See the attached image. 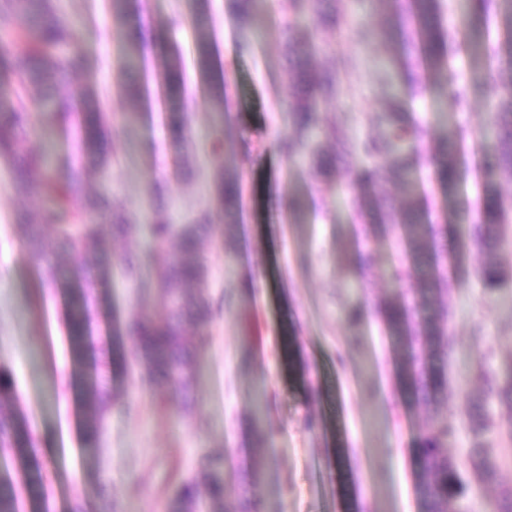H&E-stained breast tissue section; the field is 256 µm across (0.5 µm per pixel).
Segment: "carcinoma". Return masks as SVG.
Returning <instances> with one entry per match:
<instances>
[{
  "label": "carcinoma",
  "mask_w": 512,
  "mask_h": 512,
  "mask_svg": "<svg viewBox=\"0 0 512 512\" xmlns=\"http://www.w3.org/2000/svg\"><path fill=\"white\" fill-rule=\"evenodd\" d=\"M394 10L401 27L408 36L404 48L414 52L421 66L429 72L448 68L447 45L449 33L441 22L440 0H379ZM263 0H225L228 12L240 28L251 30L262 24ZM467 13L480 19L493 12L499 15L508 30H512V0H465ZM20 17L23 20L22 37L26 46L15 52H0V155L11 166L12 189L20 196L35 192L43 201L33 215H24L16 224L28 253L39 264L46 285L52 286L60 279L63 269L48 250L44 230L50 228L55 237V250L73 256L66 267L65 277L79 288L81 296L72 309L71 331L78 341H90V328L97 308L98 290L107 286L112 268L107 263L106 250L100 229L110 222L114 238H126L137 225L122 214L114 212L112 202L103 193L86 194L90 173L82 165L71 166L64 175L54 166L50 152L45 149L22 147L32 124V113L26 111L25 100L34 102L42 112L64 114L67 102L60 97L59 88L69 86L83 105L79 117V144L82 155L94 157L98 165L107 164L108 137L119 140V135L106 133L107 123L97 96L79 84L82 54L81 37L67 29L51 16L49 0H0V19ZM317 48L305 45V61L293 65L296 92L290 103L292 130L288 140V153L293 154L313 138H322L334 144L333 156L314 154L317 166L328 171L341 161L353 173L357 188L365 191L378 182L377 164H362L356 159L361 151L387 164V169L400 183L406 194L413 192L410 174L416 163L411 145L418 141L422 130L408 123L400 111L396 97H391L387 107L375 114L374 123L380 130L377 139L369 145L357 146L345 138L320 112V103L329 97L338 98L339 81L336 68H312L308 64ZM182 62L172 57L163 72L162 84L170 94H177L181 87ZM472 79L486 86L498 97L499 122L492 132L495 141L490 165L512 173V94H498L496 82L477 65ZM120 90L125 97L128 111H140L141 89L138 80L127 75ZM462 92L453 78L441 86L438 108L446 116L458 110ZM462 132L448 128L440 142L438 160L434 168L436 181L448 190V204H453V190L460 179V169L455 159ZM218 201L229 213L235 211L240 198L239 185L219 180L216 184ZM509 217L498 191L486 185L480 203L479 223L472 225L477 242L490 249L497 245ZM401 235L410 243L419 244L433 237L434 229L421 222L418 211L410 206L399 220ZM213 225L205 214L194 224H184L174 229L169 220L153 219L147 224L149 241L138 254L125 255L117 260L126 275L137 278L142 271L155 266L163 268L156 287L166 303L168 318L155 323L146 311L140 319L126 328L127 337L135 340L136 354L143 365L142 382L148 386L169 384L178 388L183 402H189L192 357L197 348L209 343L208 328L214 318V309L204 288L208 268L201 258L212 238ZM444 275L439 256L420 270L418 288L422 304L430 302V295ZM484 286L499 288L507 281L498 267L488 262L481 270ZM390 335L403 340L411 350V357L402 376L403 385L417 394L426 404L436 402L448 388V359L443 352L441 323L448 317V310L438 313L439 320L415 322L402 304H387L381 309ZM199 328L198 344L185 337V325ZM124 370V350L121 341L112 348V373L97 372L93 376L89 417L86 433L94 436L98 426L112 405L121 399L122 392L117 378ZM482 397L466 409V425L471 435L469 446L456 456L448 455V443L457 434V427L448 423V414L434 412L430 429L418 440L415 453L425 474L419 494L425 512H442V506L459 504L458 512H466L461 505L469 497L466 474L471 473L482 485L498 482L504 455L501 449L490 445L487 435L495 425L496 412L506 407L512 411V365L500 371L483 374ZM34 445L25 419L13 407L10 389L0 385V448L8 452L19 469L26 468ZM210 512H237L228 499L224 483L217 479L192 480L185 483L168 507V512H202V504ZM16 487L13 482H0V512H15ZM485 512H512V486L500 488L496 497L485 503Z\"/></svg>",
  "instance_id": "1"
}]
</instances>
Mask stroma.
Segmentation results:
<instances>
[{"mask_svg":"<svg viewBox=\"0 0 512 512\" xmlns=\"http://www.w3.org/2000/svg\"><path fill=\"white\" fill-rule=\"evenodd\" d=\"M460 0H441L443 26L451 38L448 59L465 101L456 114L463 140L461 179L453 196L434 177L443 118L436 110L439 76L405 67L402 33L388 40L357 41L351 30L393 25L375 0H332L341 26L310 22L305 40L320 51L314 66L333 63L341 78L338 99L322 106L356 143L377 137L373 113L386 103L405 74L420 77L422 90L402 99L404 112L427 132L418 145L419 187L413 196L383 178L371 202L356 212L360 194L346 167L331 174L313 164L309 151L288 156L281 148L290 130L292 79L288 73V0H266L263 36L241 30L224 0H126L128 25L154 30L143 41L139 82L144 106L128 139L91 185L139 229L109 244L111 255L140 249L145 218L161 215L187 224L201 210L212 212L214 235L203 254L215 320L208 346L193 357L192 402L171 415L168 393L142 388L129 363L123 404L112 407L94 440H86L88 365L94 354L76 353L68 316L77 293L66 283L44 285L38 264L14 230L20 212L36 211V196L18 197L0 160V380L8 384L35 447L27 469L14 473L21 512L49 503L52 512H166L182 482L215 476L231 499H248V512H424L423 479L414 449L434 410L459 420L469 398L479 396L478 369L485 352L495 366L512 363V231L492 251L476 244L462 224L476 215L484 184H493L512 212V175L493 170L485 130L497 121L493 96L474 84L468 37L472 19ZM65 25L82 36L86 64L81 81L98 95L113 129H123L125 33L113 24L112 0H53ZM211 44L213 72L226 75L227 121L197 65V44ZM183 61L180 95L161 87L170 53ZM182 110L189 135L175 143L169 133ZM226 152L214 160L211 148ZM241 183L235 216L214 203L216 174ZM302 203V218L288 207ZM420 208L436 230L435 248L453 264L433 306L415 293L419 273L411 248L382 232L406 204ZM494 262L509 280L491 290L480 268ZM363 279H356L359 264ZM408 265L407 278L387 283L379 270ZM159 268L140 284L113 273L105 308L91 329L97 348L111 352L115 331L148 309L162 320L167 309L155 288ZM259 275L264 285L245 289ZM409 307L414 320L432 307L453 310L444 325L453 347L448 389L436 406L417 402L399 373L409 353L390 336L377 308ZM360 310L358 321L349 314Z\"/></svg>","mask_w":512,"mask_h":512,"instance_id":"1","label":"stroma"}]
</instances>
